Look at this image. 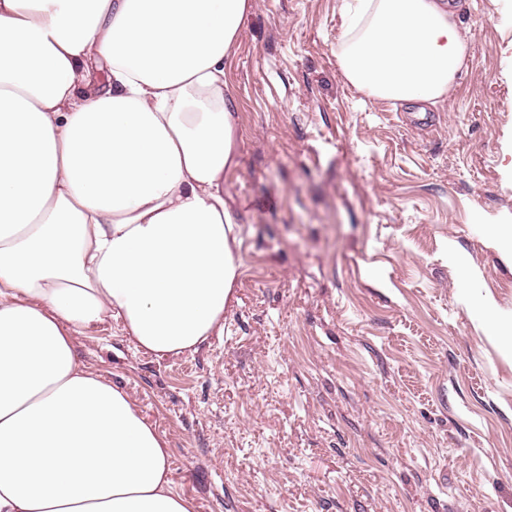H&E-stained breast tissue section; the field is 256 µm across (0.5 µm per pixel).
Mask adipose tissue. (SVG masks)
I'll list each match as a JSON object with an SVG mask.
<instances>
[{"label":"adipose tissue","mask_w":512,"mask_h":512,"mask_svg":"<svg viewBox=\"0 0 512 512\" xmlns=\"http://www.w3.org/2000/svg\"><path fill=\"white\" fill-rule=\"evenodd\" d=\"M250 0H0V512H195L169 445L78 358L224 333L243 273L224 199L225 60ZM451 0H356L337 43L368 96L444 102L466 56Z\"/></svg>","instance_id":"adipose-tissue-1"}]
</instances>
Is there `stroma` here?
Listing matches in <instances>:
<instances>
[{"label":"stroma","mask_w":512,"mask_h":512,"mask_svg":"<svg viewBox=\"0 0 512 512\" xmlns=\"http://www.w3.org/2000/svg\"><path fill=\"white\" fill-rule=\"evenodd\" d=\"M343 0H251L225 63L239 112L224 197L244 274L224 333L138 352L118 323L78 357L169 443L195 512H512V0H467L444 105L351 86ZM478 286L463 288L453 253ZM481 320L487 333L497 336L501 343L512 351V323L506 324L497 307L491 301L483 300L480 306Z\"/></svg>","instance_id":"35a3bbf8"}]
</instances>
